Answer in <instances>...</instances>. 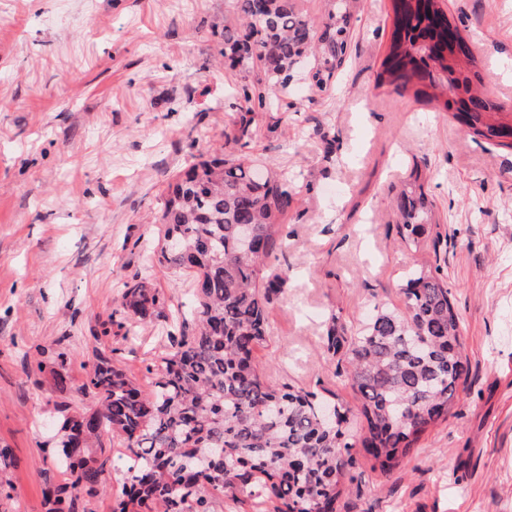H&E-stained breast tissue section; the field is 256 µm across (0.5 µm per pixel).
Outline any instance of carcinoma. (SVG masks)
Returning a JSON list of instances; mask_svg holds the SVG:
<instances>
[{
	"label": "carcinoma",
	"mask_w": 512,
	"mask_h": 512,
	"mask_svg": "<svg viewBox=\"0 0 512 512\" xmlns=\"http://www.w3.org/2000/svg\"><path fill=\"white\" fill-rule=\"evenodd\" d=\"M300 0H231L238 23L224 24V58L256 65L237 90L236 117L224 147L193 157L162 191L164 230L156 262L193 278L195 306L168 333L172 351L149 390L138 386L102 351L81 394L98 408L56 405L55 446L68 482L42 488L44 512H77L73 491L90 497L101 486L107 445L119 440L125 477L112 512H213L217 498L248 502L252 512H336L363 448L387 472L446 420L464 384L468 362L463 326L454 310L440 258L405 272V311L375 309L359 329L333 314L325 352L336 379L359 396L363 426L329 390L278 385L264 376L257 349L270 336L268 304L287 277L271 258L295 198L288 176L243 152L257 136L254 114L285 90L308 56L311 87L330 90L348 57L355 0H326L315 25ZM393 33L374 89L414 88L439 110L453 111L476 142L512 149L505 109L473 89L475 57L451 23L444 0H392ZM401 244L441 233L418 167L396 201ZM161 296L146 280L125 289L120 312L135 321L161 316Z\"/></svg>",
	"instance_id": "obj_1"
}]
</instances>
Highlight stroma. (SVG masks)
<instances>
[{
	"label": "stroma",
	"instance_id": "stroma-1",
	"mask_svg": "<svg viewBox=\"0 0 512 512\" xmlns=\"http://www.w3.org/2000/svg\"><path fill=\"white\" fill-rule=\"evenodd\" d=\"M344 71L328 93L295 76L249 153L287 171L296 201L257 358L277 384L333 387L325 320L359 327L375 304L403 309V274L439 257L464 325L468 374L445 421L390 472L361 448L340 512H512V152L472 140L413 90L374 89L391 41L392 0H357ZM471 47L479 88L512 107V0H446ZM229 0H0V512H41L63 481L49 426L94 353L142 387L169 349L170 320L116 313L127 285L150 277L170 310L191 279L147 263L161 192L193 155L224 144L245 73L224 65ZM435 203L443 241L400 244L392 203L412 168Z\"/></svg>",
	"mask_w": 512,
	"mask_h": 512
}]
</instances>
